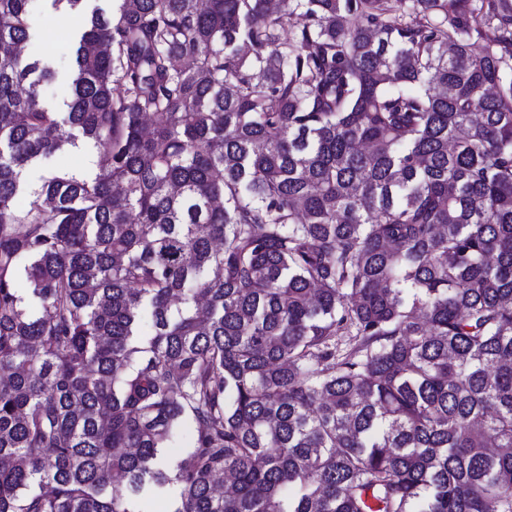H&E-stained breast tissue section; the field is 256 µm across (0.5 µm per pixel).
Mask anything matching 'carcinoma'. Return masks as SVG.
Instances as JSON below:
<instances>
[{"mask_svg": "<svg viewBox=\"0 0 512 512\" xmlns=\"http://www.w3.org/2000/svg\"><path fill=\"white\" fill-rule=\"evenodd\" d=\"M29 2L0 0V512H512V0H119L64 119ZM79 137L96 176L17 207ZM57 166L82 177L93 178L99 171V150L92 143L79 139L64 153L34 160L22 171L21 191L15 204L24 207L30 195L40 188L43 177ZM195 423L192 418L186 414L179 422L172 439L169 441L171 450L176 453H185L188 451L191 443V433L194 429Z\"/></svg>", "mask_w": 512, "mask_h": 512, "instance_id": "obj_1", "label": "carcinoma"}]
</instances>
